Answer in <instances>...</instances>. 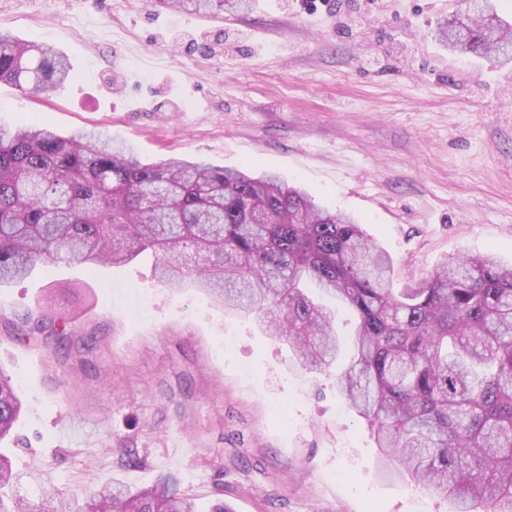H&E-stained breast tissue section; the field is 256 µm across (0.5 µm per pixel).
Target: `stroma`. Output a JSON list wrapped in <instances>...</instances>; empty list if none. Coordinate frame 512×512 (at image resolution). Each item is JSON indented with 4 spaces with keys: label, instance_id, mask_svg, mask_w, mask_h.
I'll list each match as a JSON object with an SVG mask.
<instances>
[{
    "label": "stroma",
    "instance_id": "35a3bbf8",
    "mask_svg": "<svg viewBox=\"0 0 512 512\" xmlns=\"http://www.w3.org/2000/svg\"><path fill=\"white\" fill-rule=\"evenodd\" d=\"M455 0H289L191 15L157 0H0V31L64 53L49 98L0 83V124L96 130L145 163L177 155L272 172L357 217L411 288L457 253L512 262V63L449 52ZM57 326L97 337L83 364L17 338L49 290ZM344 343L310 374L249 319L193 288L173 292L144 255L54 264L0 288V369L24 411L6 447L37 496L86 500L176 479L201 512H448L445 497L378 472L368 422L337 378ZM233 337L225 348V337Z\"/></svg>",
    "mask_w": 512,
    "mask_h": 512
}]
</instances>
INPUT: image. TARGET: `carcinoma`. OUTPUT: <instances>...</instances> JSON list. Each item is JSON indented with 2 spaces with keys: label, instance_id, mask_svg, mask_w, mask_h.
Listing matches in <instances>:
<instances>
[{
  "label": "carcinoma",
  "instance_id": "cac0c4a2",
  "mask_svg": "<svg viewBox=\"0 0 512 512\" xmlns=\"http://www.w3.org/2000/svg\"><path fill=\"white\" fill-rule=\"evenodd\" d=\"M469 0L440 29L448 49L502 56L512 30ZM189 13L237 12L247 0H160ZM71 79L67 58L0 32V81L46 95ZM150 251L160 282L207 292L288 345L310 373L340 350L335 316L311 285L355 312V354L338 376L367 420L379 469L448 496L455 512H512V266L457 254L416 288H390L394 261L358 220L331 213L274 174L252 177L202 161L143 164L122 140L44 125L0 126V286L40 265L125 264ZM62 347L66 327L42 314L30 335ZM22 404L0 371V440ZM0 451V512H199L168 485H106L81 504L46 493Z\"/></svg>",
  "mask_w": 512,
  "mask_h": 512
}]
</instances>
